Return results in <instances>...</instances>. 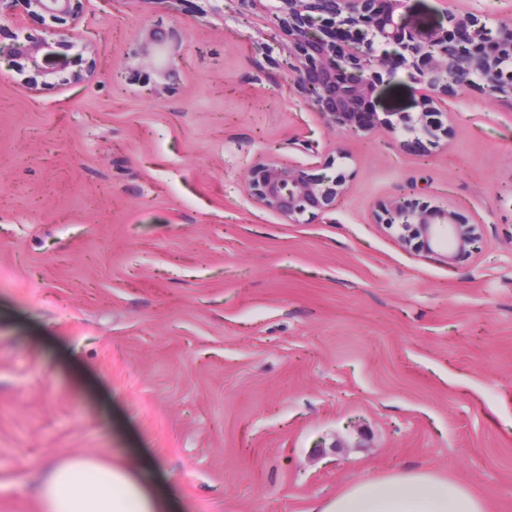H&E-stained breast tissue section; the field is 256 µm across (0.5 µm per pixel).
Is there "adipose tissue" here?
<instances>
[{
    "instance_id": "ef3b65f1",
    "label": "adipose tissue",
    "mask_w": 512,
    "mask_h": 512,
    "mask_svg": "<svg viewBox=\"0 0 512 512\" xmlns=\"http://www.w3.org/2000/svg\"><path fill=\"white\" fill-rule=\"evenodd\" d=\"M43 512H155L157 505L127 469L74 456L52 464L39 487ZM321 512H486L464 484L429 471L365 477Z\"/></svg>"
}]
</instances>
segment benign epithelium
Instances as JSON below:
<instances>
[{
	"label": "benign epithelium",
	"mask_w": 512,
	"mask_h": 512,
	"mask_svg": "<svg viewBox=\"0 0 512 512\" xmlns=\"http://www.w3.org/2000/svg\"><path fill=\"white\" fill-rule=\"evenodd\" d=\"M282 33L293 46L289 72L305 97L306 105L325 123L350 134L374 129L380 120L364 109L381 74L393 77L407 63L416 60L414 83L420 85L424 113L433 112L437 94L455 84L466 87L478 79L498 98L512 101V26L502 24L492 32L478 19L446 11L448 26L430 30L405 29L394 22V14L405 8L406 0H386L387 11L378 13V0H279ZM51 20L47 36L32 43L28 53L41 60L37 74L50 84L64 70L54 45L62 30L57 24L78 13L81 0H0V15L17 5ZM380 37L392 46L378 51L372 38ZM176 27L150 30L140 37L137 54L159 65L165 84L179 79L178 71L161 60L164 49L180 45ZM408 133L437 137L439 126L401 118ZM247 189L269 211L297 224L306 212L325 210L343 193L340 177L315 178L297 165L267 156L253 165ZM379 221L399 229L404 248L419 246L428 251L440 242L439 229L448 227V247L453 255L471 253L478 240V225L458 222L450 208L432 207L416 199L395 200L385 205Z\"/></svg>",
	"instance_id": "benign-epithelium-1"
}]
</instances>
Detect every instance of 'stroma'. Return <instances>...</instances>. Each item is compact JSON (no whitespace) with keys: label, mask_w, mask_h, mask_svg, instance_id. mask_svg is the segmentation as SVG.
<instances>
[{"label":"stroma","mask_w":512,"mask_h":512,"mask_svg":"<svg viewBox=\"0 0 512 512\" xmlns=\"http://www.w3.org/2000/svg\"><path fill=\"white\" fill-rule=\"evenodd\" d=\"M488 28L512 0H407ZM278 0H82L51 85L0 68V512H42L60 454L136 476L161 512H320L367 476L428 470L512 512V104L439 97L413 138L407 69L383 123L351 135L302 101ZM179 27L180 81L135 57ZM343 176L292 224L253 199L266 153ZM479 227L469 255L409 251L376 221L396 198Z\"/></svg>","instance_id":"obj_1"}]
</instances>
